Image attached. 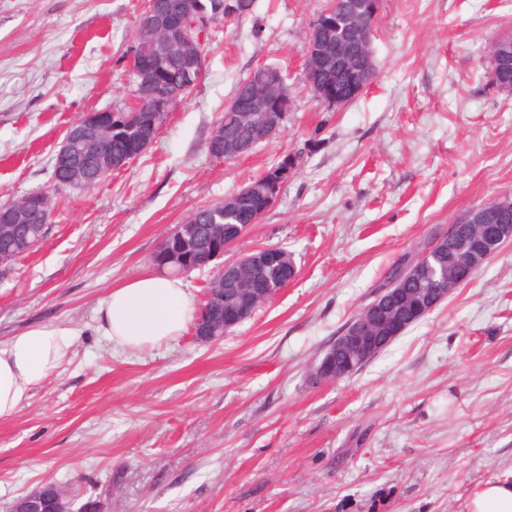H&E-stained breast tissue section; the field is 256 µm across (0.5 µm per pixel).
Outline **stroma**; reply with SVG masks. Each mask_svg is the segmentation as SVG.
<instances>
[{"label": "stroma", "mask_w": 512, "mask_h": 512, "mask_svg": "<svg viewBox=\"0 0 512 512\" xmlns=\"http://www.w3.org/2000/svg\"><path fill=\"white\" fill-rule=\"evenodd\" d=\"M143 0H0V201L49 191L33 252L0 265V340L77 330L72 353L0 422V512L52 481L72 512H466L512 480V241L358 372L320 354L433 231L512 196V93L487 45L512 0H382L377 76L334 110L305 86L323 0H251L218 18L203 76L156 140L96 188L54 186L53 158L92 111L131 103ZM283 72L292 108L248 155L207 143L240 79ZM293 176L224 252H291L297 277L215 343L192 327L116 352L94 330L109 288L154 272L162 239L284 155Z\"/></svg>", "instance_id": "35a3bbf8"}]
</instances>
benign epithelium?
Listing matches in <instances>:
<instances>
[{
	"label": "benign epithelium",
	"mask_w": 512,
	"mask_h": 512,
	"mask_svg": "<svg viewBox=\"0 0 512 512\" xmlns=\"http://www.w3.org/2000/svg\"><path fill=\"white\" fill-rule=\"evenodd\" d=\"M331 8L319 13L310 24L309 37L304 52L305 82L313 97L333 109H340L359 96L373 81L377 69L373 55L375 28L372 23L360 24L358 15L377 19L381 0H353L340 8L341 0H330ZM202 0H186L185 5L155 23L152 13L144 15L135 34L132 63L138 65L141 87L149 96L151 112H167L176 104L172 97L157 98L153 88L157 83L156 63L175 57L180 60L188 77L201 74L200 61L188 51L187 34L190 17L200 10ZM332 35L321 37L322 30ZM357 43L365 54L359 67L349 64V42ZM267 79L256 93L247 99L234 97L224 111L239 122L252 128L263 142L275 134L290 108V97L285 90V79L275 67L266 69ZM91 127L74 130L62 141L57 156V166H72L80 153L92 147ZM295 168L283 164L276 174L254 182L224 198V213L237 208L243 198H257L260 206L253 212L249 223H256L278 199L283 185L293 175ZM484 212L479 207L470 209L466 231L468 236L455 234L448 227V272L446 275L427 277L429 253L427 248L411 264V275L420 288L410 293L396 289L391 294L380 290L355 323L340 334L337 348L326 351L313 369L316 382H333L361 369L376 353L388 346L411 324L433 311L458 286L468 282L474 272L493 257L501 247L512 240L511 224H484ZM245 226L241 224H212L210 233L224 240V247L237 242ZM163 265H178L183 261L182 250L170 246L168 240L160 243ZM257 265L269 270L270 276L263 288L250 283L247 272ZM225 288L206 289L205 300H219L224 304V318L219 320L224 332H229L245 320L262 304L271 300L281 288L296 275L295 263L278 247H264L246 254L233 266L221 268ZM214 321L209 316L196 318V339L215 342L220 337L213 334ZM11 512H71V502L65 492L53 483L18 497Z\"/></svg>",
	"instance_id": "obj_1"
}]
</instances>
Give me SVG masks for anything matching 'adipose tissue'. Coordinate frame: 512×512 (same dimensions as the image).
Wrapping results in <instances>:
<instances>
[{
	"mask_svg": "<svg viewBox=\"0 0 512 512\" xmlns=\"http://www.w3.org/2000/svg\"><path fill=\"white\" fill-rule=\"evenodd\" d=\"M195 312L182 280L147 273L110 288L95 310V322L111 345L142 350L181 335ZM75 336L73 328L37 323L0 341V421L14 418L57 374ZM467 512H512V482L486 481L472 494Z\"/></svg>",
	"mask_w": 512,
	"mask_h": 512,
	"instance_id": "obj_1",
	"label": "adipose tissue"
}]
</instances>
